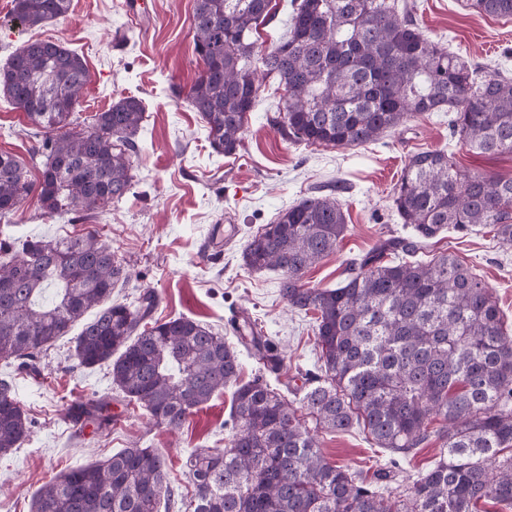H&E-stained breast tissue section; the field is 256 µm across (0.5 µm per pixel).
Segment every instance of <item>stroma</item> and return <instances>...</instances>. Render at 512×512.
Segmentation results:
<instances>
[{
	"mask_svg": "<svg viewBox=\"0 0 512 512\" xmlns=\"http://www.w3.org/2000/svg\"><path fill=\"white\" fill-rule=\"evenodd\" d=\"M425 37L481 64L512 71V17H493L471 7V0H407ZM193 0H143L138 17L128 16L125 0H72L65 17L34 28L12 26L11 0H0V67L30 39L55 40L82 56L90 83L84 112L107 109L112 101L135 95L146 111L143 149L135 161V184L113 204L106 217L71 222L44 216L36 196H29L0 223V241L65 238L92 228L105 234L129 273L112 292L116 303L136 300L151 290L158 303L153 316H188L219 331L233 348L241 343L234 320L249 316L282 358L278 372L243 357V380L262 375L274 387L302 386L317 363L314 321L291 310L279 292L282 275L251 271L242 260L247 239L275 220L278 212L310 191L325 188L341 201L348 231L336 253L305 274L309 288H332L346 276L347 261L360 257L380 240L411 234L393 205V192L410 156L442 149L458 166L503 177L512 176V154L473 153L448 129V115H415L380 140L359 147L283 141L271 124L283 96L276 83H263L236 155L213 153L198 112L187 102L202 62L191 35ZM137 37L124 41L127 30ZM38 140L22 112L0 101V151L13 154L38 182L31 161ZM233 225L235 234L212 247L211 231ZM442 251L478 275L496 298L512 334V247L493 232L445 231L418 253L429 261ZM76 331H69L41 355L37 371H20L0 360V378L13 381L31 422V434L12 454L0 457V512H30L33 493L67 468L105 459L132 447L152 448L166 456L167 479L181 493L180 512H192V489L184 463L197 448L223 447L230 433L232 392L215 395L179 428L149 424L138 405L115 394L106 368L78 366ZM111 396L118 422L94 439L80 437L71 422L72 403ZM319 446L333 463L363 472L368 480L399 496L419 473L438 460L441 445L432 441L406 457H392L377 447L363 426L346 433L319 431ZM386 477H379L378 469Z\"/></svg>",
	"mask_w": 512,
	"mask_h": 512,
	"instance_id": "35a3bbf8",
	"label": "stroma"
}]
</instances>
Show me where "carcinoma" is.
Listing matches in <instances>:
<instances>
[{"mask_svg": "<svg viewBox=\"0 0 512 512\" xmlns=\"http://www.w3.org/2000/svg\"><path fill=\"white\" fill-rule=\"evenodd\" d=\"M270 0H195L192 39L202 69L187 100L212 150L237 153L262 80L286 95L273 125L292 143L357 147L423 112L449 113L451 134L479 154L512 153V78L477 67L424 37L398 0H292L286 33L252 39ZM71 0H13L11 18L33 27L64 16ZM512 16V0H475ZM89 70L52 40L27 42L0 68V96L41 137L38 184L0 151V219L37 192L45 214L84 220L112 210L132 187L145 106L126 96L81 116ZM393 205L415 235L386 238L347 262L334 288H306L305 273L336 252L347 231L342 205L316 190L251 236L245 265L279 270L288 306L313 314L318 371L293 399L262 376L241 384L242 362L224 337L185 316L151 317L156 295L112 302L128 274L96 232L0 246V360L37 370L39 356L77 323L75 358L105 366L124 400L156 426L179 428L213 396L234 388L232 434L186 462L193 512H479L512 507V336L487 285L451 254L413 260L449 228L491 226L512 244V177L460 170L445 150L409 159ZM100 308L86 322L85 315ZM247 353L276 372L280 355L247 321ZM315 427L363 423L375 444L410 454L442 443L434 466L397 498L359 471L332 465ZM83 426L112 423V398L80 406ZM31 421L13 383L0 379V454L15 451ZM167 459L151 448L65 471L34 494L31 512H161L173 488Z\"/></svg>", "mask_w": 512, "mask_h": 512, "instance_id": "carcinoma-1", "label": "carcinoma"}]
</instances>
